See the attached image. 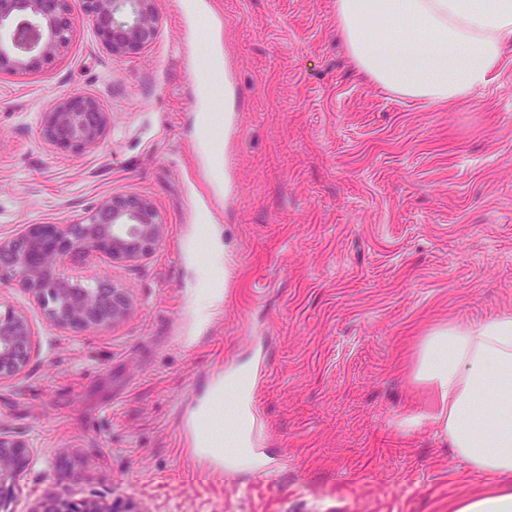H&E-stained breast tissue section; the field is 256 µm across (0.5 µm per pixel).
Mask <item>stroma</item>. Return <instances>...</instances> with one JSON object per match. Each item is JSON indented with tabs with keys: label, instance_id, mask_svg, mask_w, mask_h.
<instances>
[{
	"label": "stroma",
	"instance_id": "obj_1",
	"mask_svg": "<svg viewBox=\"0 0 512 512\" xmlns=\"http://www.w3.org/2000/svg\"><path fill=\"white\" fill-rule=\"evenodd\" d=\"M208 2L204 17L156 0L155 39L127 57L74 11L62 56L0 75V237L112 193L146 197L167 226L141 262L65 264L126 289L134 312L113 328L58 330L0 284L38 332L25 373L0 383V432L34 445L8 512L48 490L135 512H448L481 479L435 427L402 422L429 402L419 336L512 312V53L485 89L431 104L356 69L335 0ZM215 28L221 71L206 67ZM64 93L101 102L99 148L42 140ZM204 233L224 250V299L201 322ZM252 374L261 460L207 474L180 418Z\"/></svg>",
	"mask_w": 512,
	"mask_h": 512
}]
</instances>
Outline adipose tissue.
<instances>
[{
	"label": "adipose tissue",
	"mask_w": 512,
	"mask_h": 512,
	"mask_svg": "<svg viewBox=\"0 0 512 512\" xmlns=\"http://www.w3.org/2000/svg\"><path fill=\"white\" fill-rule=\"evenodd\" d=\"M335 17L360 71L432 104L484 89L512 51V0H336ZM412 373L431 393L430 424L486 479L450 512H512V312L430 329Z\"/></svg>",
	"instance_id": "adipose-tissue-1"
}]
</instances>
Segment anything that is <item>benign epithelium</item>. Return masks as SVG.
Instances as JSON below:
<instances>
[{"label":"benign epithelium","mask_w":512,"mask_h":512,"mask_svg":"<svg viewBox=\"0 0 512 512\" xmlns=\"http://www.w3.org/2000/svg\"><path fill=\"white\" fill-rule=\"evenodd\" d=\"M94 33L114 56H130L156 37L155 0H80ZM72 0H0V74L40 72L69 47L73 37ZM108 113L99 100L62 94L39 115L44 142L80 153L104 141ZM166 233L158 211L145 197L109 194L69 224H23L0 237V282L21 288L56 328L75 335L97 332L127 320L133 302L108 278L83 285L59 273L70 257L137 263L146 259ZM35 330L18 310L0 311V382L20 378L34 351ZM33 444L0 434V509L14 495L16 478L32 462ZM32 512H118L103 498H63L47 493Z\"/></svg>","instance_id":"obj_1"}]
</instances>
